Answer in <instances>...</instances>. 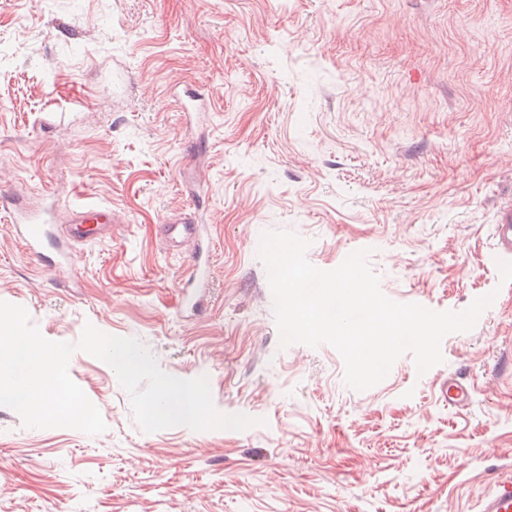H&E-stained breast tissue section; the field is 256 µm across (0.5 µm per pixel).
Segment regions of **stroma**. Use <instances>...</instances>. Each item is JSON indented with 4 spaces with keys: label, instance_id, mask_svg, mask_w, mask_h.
<instances>
[{
    "label": "stroma",
    "instance_id": "obj_1",
    "mask_svg": "<svg viewBox=\"0 0 512 512\" xmlns=\"http://www.w3.org/2000/svg\"><path fill=\"white\" fill-rule=\"evenodd\" d=\"M54 197L119 222L35 256L6 213ZM510 203L512 0H0V301L51 341L88 323L138 339L258 420L144 432L115 371L75 352L107 429L0 406V512H477L512 469V282L490 230ZM185 218L212 241L196 311L160 238ZM270 230L323 270L370 250L398 303L495 299L442 364L407 353L356 391L332 346L282 345Z\"/></svg>",
    "mask_w": 512,
    "mask_h": 512
}]
</instances>
